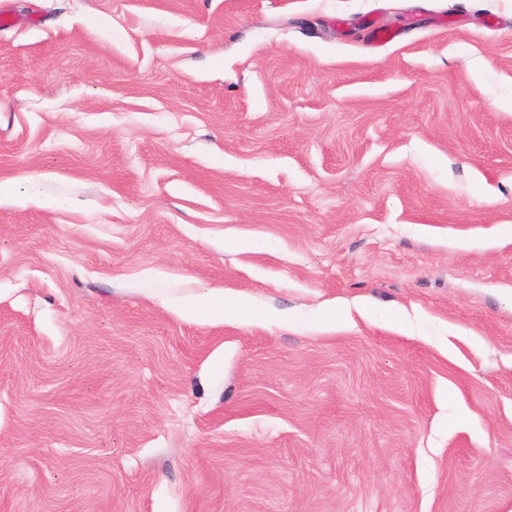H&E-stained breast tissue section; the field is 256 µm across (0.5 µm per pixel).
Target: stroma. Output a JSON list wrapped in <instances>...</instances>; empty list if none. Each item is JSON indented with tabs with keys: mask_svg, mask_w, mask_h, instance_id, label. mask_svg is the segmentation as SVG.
Segmentation results:
<instances>
[{
	"mask_svg": "<svg viewBox=\"0 0 512 512\" xmlns=\"http://www.w3.org/2000/svg\"><path fill=\"white\" fill-rule=\"evenodd\" d=\"M0 181V512H512V0H0ZM181 303L186 309L220 321L241 316L251 306L246 296H227L224 289H206L186 295Z\"/></svg>",
	"mask_w": 512,
	"mask_h": 512,
	"instance_id": "obj_1",
	"label": "stroma"
}]
</instances>
